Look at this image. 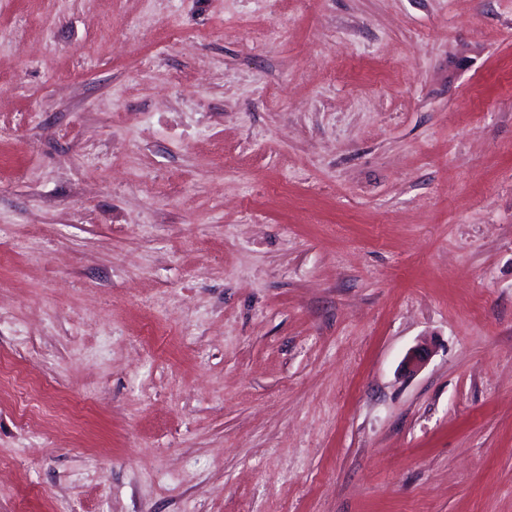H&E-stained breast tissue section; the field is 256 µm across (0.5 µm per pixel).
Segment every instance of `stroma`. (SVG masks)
Returning <instances> with one entry per match:
<instances>
[{"label": "stroma", "mask_w": 512, "mask_h": 512, "mask_svg": "<svg viewBox=\"0 0 512 512\" xmlns=\"http://www.w3.org/2000/svg\"><path fill=\"white\" fill-rule=\"evenodd\" d=\"M0 512H512V0H0Z\"/></svg>", "instance_id": "35a3bbf8"}]
</instances>
